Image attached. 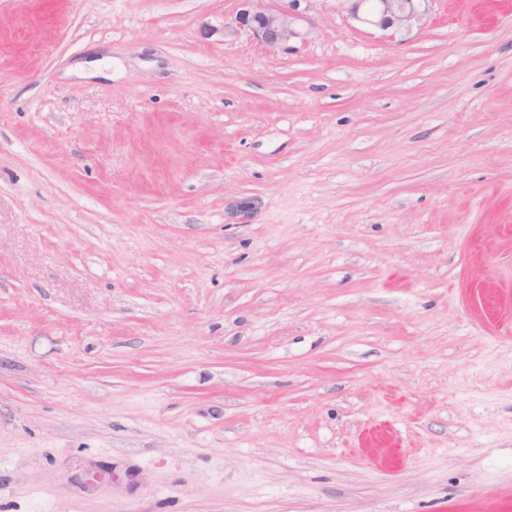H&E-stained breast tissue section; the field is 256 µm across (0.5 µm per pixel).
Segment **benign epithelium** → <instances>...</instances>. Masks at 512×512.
Returning <instances> with one entry per match:
<instances>
[{
  "instance_id": "1",
  "label": "benign epithelium",
  "mask_w": 512,
  "mask_h": 512,
  "mask_svg": "<svg viewBox=\"0 0 512 512\" xmlns=\"http://www.w3.org/2000/svg\"><path fill=\"white\" fill-rule=\"evenodd\" d=\"M242 8L224 23V38L246 32L265 48L295 52L314 37L310 17L316 0H240ZM350 17L393 40L427 14L430 0H347Z\"/></svg>"
}]
</instances>
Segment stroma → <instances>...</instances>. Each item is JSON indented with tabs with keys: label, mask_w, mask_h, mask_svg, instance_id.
I'll list each match as a JSON object with an SVG mask.
<instances>
[{
	"label": "stroma",
	"mask_w": 512,
	"mask_h": 512,
	"mask_svg": "<svg viewBox=\"0 0 512 512\" xmlns=\"http://www.w3.org/2000/svg\"><path fill=\"white\" fill-rule=\"evenodd\" d=\"M0 0V512H512V0ZM239 1L240 11L224 21V40L246 32L269 50L291 53L314 37L310 12L317 0ZM350 17L359 24L377 30L388 39L409 30L428 12L430 0H345ZM424 5V8H422Z\"/></svg>",
	"instance_id": "stroma-1"
}]
</instances>
